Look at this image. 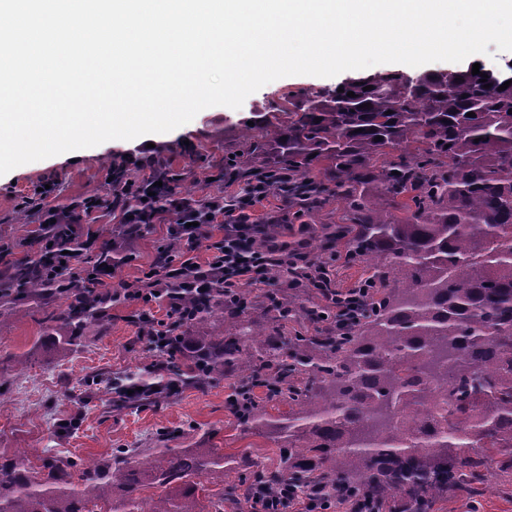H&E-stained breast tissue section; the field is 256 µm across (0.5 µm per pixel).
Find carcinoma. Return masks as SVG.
Here are the masks:
<instances>
[{
    "label": "carcinoma",
    "instance_id": "obj_1",
    "mask_svg": "<svg viewBox=\"0 0 512 512\" xmlns=\"http://www.w3.org/2000/svg\"><path fill=\"white\" fill-rule=\"evenodd\" d=\"M448 79L451 90L432 77L373 74L290 94L268 108L287 121L245 125L238 154L224 155V176L244 180L250 199L288 200L273 236L336 204L333 247L320 245L315 259L338 250L363 268L355 315L325 300L314 264L272 267L267 327L248 317L253 305L224 301L219 283L206 296L186 293L188 318L174 328L192 334H173L151 354L181 361L185 386L240 380L231 410L279 449L261 480L283 510L291 489L349 512H434L448 498L479 496L494 472L512 479V85L500 90L512 65ZM158 177L179 182L160 164L148 176L114 169L125 193L113 209L151 223L157 210L144 189ZM39 262L14 266L8 283L34 298L66 295L47 330L71 349L114 301L90 278L112 255L86 258L79 302L78 285L57 271L38 277ZM296 313L310 335L281 334ZM218 318L228 329L211 336ZM281 405L287 413H270ZM142 454L122 448L111 463L79 465L74 479L70 464L37 466L22 451L0 461V512H203L202 479L253 466L217 448H158L143 465ZM147 486L162 493L146 500Z\"/></svg>",
    "mask_w": 512,
    "mask_h": 512
}]
</instances>
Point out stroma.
I'll return each instance as SVG.
<instances>
[{
	"mask_svg": "<svg viewBox=\"0 0 512 512\" xmlns=\"http://www.w3.org/2000/svg\"><path fill=\"white\" fill-rule=\"evenodd\" d=\"M344 80L341 74L283 77L248 96L241 108L209 107L189 123L154 135L153 146L139 137L111 140L82 149L76 159L60 154L0 175V244L10 247L9 255L0 258V270L27 261L41 247L35 237L40 212H19L23 197L36 187L49 182L55 187L43 198V210L68 211L90 196L110 200L115 196L109 181L112 167L142 171L161 154L181 170L192 202L230 200L242 195L245 186L224 181V155L235 149L243 121L253 111L279 102L283 92L333 88ZM168 225V218L160 216L143 226L130 243L136 259L118 266L117 278L135 282L152 265L168 241ZM65 306L58 295L18 298L0 326V458L33 448L45 460L103 462L119 448H155L164 442L171 448L202 444L227 454L244 452L258 461L262 472L276 464L275 444L242 432L227 408L232 380L188 387L168 400L115 410L114 380L144 377L151 370L147 343L135 320L141 308L113 303L104 322L84 331L81 346L63 352L44 341L43 319ZM436 512H512V482L493 477L491 489L474 508L448 499Z\"/></svg>",
	"mask_w": 512,
	"mask_h": 512,
	"instance_id": "35a3bbf8",
	"label": "stroma"
}]
</instances>
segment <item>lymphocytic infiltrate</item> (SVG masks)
Segmentation results:
<instances>
[{
    "label": "lymphocytic infiltrate",
    "mask_w": 512,
    "mask_h": 512,
    "mask_svg": "<svg viewBox=\"0 0 512 512\" xmlns=\"http://www.w3.org/2000/svg\"><path fill=\"white\" fill-rule=\"evenodd\" d=\"M225 206L212 202L204 206L183 201L178 209L179 219L168 228L169 238L177 250L162 249L150 271L144 272L138 286L116 280L114 272L97 269L99 283H111L112 292L126 301L149 306L166 302L170 313L181 310L175 284L187 281L196 294L208 293L215 283H223L225 296L231 297L249 288L269 287L268 269L271 264L294 265L311 257L306 241L278 243L269 240L267 227L241 221L219 225ZM49 224L43 229V250L49 268L75 269L83 254L95 248L101 239L96 231L78 233L72 221H56L54 211L45 214ZM222 226L224 234L206 259H199L197 249L208 226Z\"/></svg>",
    "instance_id": "obj_1"
}]
</instances>
